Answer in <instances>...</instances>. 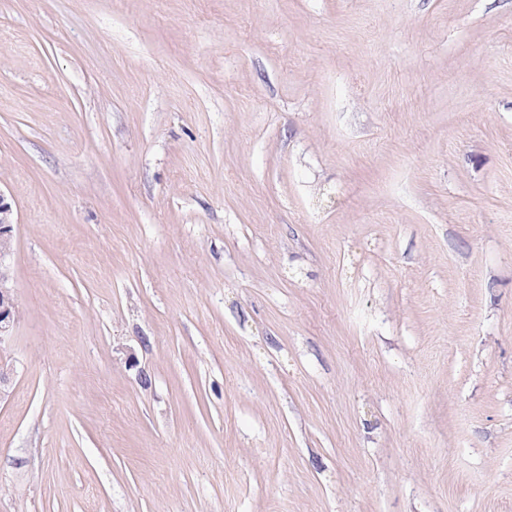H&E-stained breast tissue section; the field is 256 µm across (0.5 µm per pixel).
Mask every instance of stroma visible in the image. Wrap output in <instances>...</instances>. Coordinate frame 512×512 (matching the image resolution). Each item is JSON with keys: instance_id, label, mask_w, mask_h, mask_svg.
Segmentation results:
<instances>
[{"instance_id": "stroma-1", "label": "stroma", "mask_w": 512, "mask_h": 512, "mask_svg": "<svg viewBox=\"0 0 512 512\" xmlns=\"http://www.w3.org/2000/svg\"><path fill=\"white\" fill-rule=\"evenodd\" d=\"M0 512H512V0H0ZM12 207L0 193V346L17 322L14 279L11 267L14 226Z\"/></svg>"}]
</instances>
